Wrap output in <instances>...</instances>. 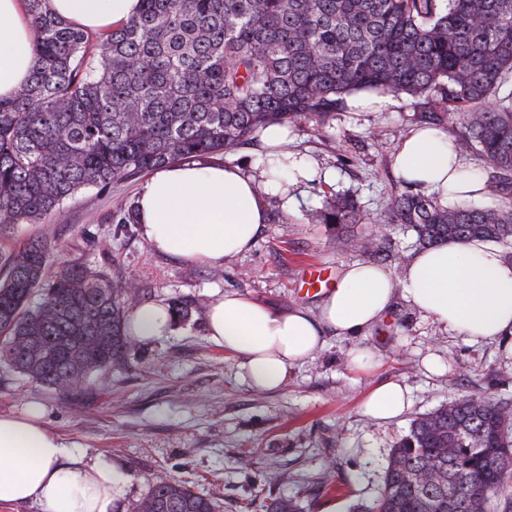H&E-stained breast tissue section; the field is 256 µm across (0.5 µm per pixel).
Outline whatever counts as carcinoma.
Returning a JSON list of instances; mask_svg holds the SVG:
<instances>
[{"instance_id": "carcinoma-1", "label": "carcinoma", "mask_w": 512, "mask_h": 512, "mask_svg": "<svg viewBox=\"0 0 512 512\" xmlns=\"http://www.w3.org/2000/svg\"><path fill=\"white\" fill-rule=\"evenodd\" d=\"M24 0L35 67L0 99V224H40L82 189L192 157L233 154L271 124H325L359 91L422 101V121L459 114L496 208L404 192L379 224L424 248L481 238L512 245V0H141L93 34ZM319 224H363L337 194ZM50 243L4 258L0 366L54 390L111 370L132 343L128 289L76 262L46 277ZM512 407L464 399L411 424L368 512H512ZM137 512H219L180 481L152 484Z\"/></svg>"}]
</instances>
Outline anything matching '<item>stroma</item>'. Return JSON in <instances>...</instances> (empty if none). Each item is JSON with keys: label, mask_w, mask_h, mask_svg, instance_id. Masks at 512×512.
<instances>
[{"label": "stroma", "mask_w": 512, "mask_h": 512, "mask_svg": "<svg viewBox=\"0 0 512 512\" xmlns=\"http://www.w3.org/2000/svg\"><path fill=\"white\" fill-rule=\"evenodd\" d=\"M420 110L407 95L391 94L377 112L346 103L326 126L289 125V149L314 156L329 177L312 183L297 215L270 217L250 251L220 265L159 254L137 225L116 222L136 200V179L81 190L43 223L11 225L0 234V255L45 239L51 262L73 260L111 282L131 283L132 305L183 302L191 312L168 336L133 342L121 364L66 392L0 368V413L40 404L50 428L88 455L117 459L131 482L116 512H133L159 480L188 483L215 497L222 512H265L278 499L295 501L302 512H358L378 496L390 452L413 419L469 398L512 404V357L469 344L401 297L367 335L325 333L324 350L291 366L276 391L250 388L239 358L206 334L208 305L227 293L276 309L317 311L322 292L300 287L311 265L335 275L366 259L400 273L415 250L414 232L394 226L387 252L368 257L357 242L375 225L313 224L308 215L326 195L347 192L377 216L406 192L390 156L402 132L417 126ZM356 345L370 351V369L346 365ZM429 353L446 361L444 375L424 372L421 359ZM389 380L409 386L412 405L383 423L363 414L361 403L372 386Z\"/></svg>", "instance_id": "1"}]
</instances>
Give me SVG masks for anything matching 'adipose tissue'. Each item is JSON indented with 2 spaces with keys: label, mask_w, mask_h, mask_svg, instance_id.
<instances>
[{
  "label": "adipose tissue",
  "mask_w": 512,
  "mask_h": 512,
  "mask_svg": "<svg viewBox=\"0 0 512 512\" xmlns=\"http://www.w3.org/2000/svg\"><path fill=\"white\" fill-rule=\"evenodd\" d=\"M60 17L92 32L137 15L140 0H48ZM34 33L22 0H0V99L26 84L35 64ZM262 151L247 163L191 158L153 170L136 197L141 235L161 253L191 264H217L251 250L271 205L297 214L308 183L319 176L309 155L288 150V131L271 126ZM402 180L414 188L464 203L486 191L479 166L456 141L433 127L412 130L394 155ZM447 330L474 343L502 345L512 355V259L480 240L420 250L400 279L368 262L343 267L317 313L275 311L227 293L207 309V334L241 359L242 377L258 391L284 386L289 367L322 349L325 332L367 335L396 296ZM174 312L163 303L135 306L127 318L133 339L168 335ZM409 389L397 381L374 386L362 409L390 421L409 408ZM129 477L112 458L87 457L45 422L36 404L0 413V505L34 503L42 512H115Z\"/></svg>",
  "instance_id": "adipose-tissue-1"
}]
</instances>
